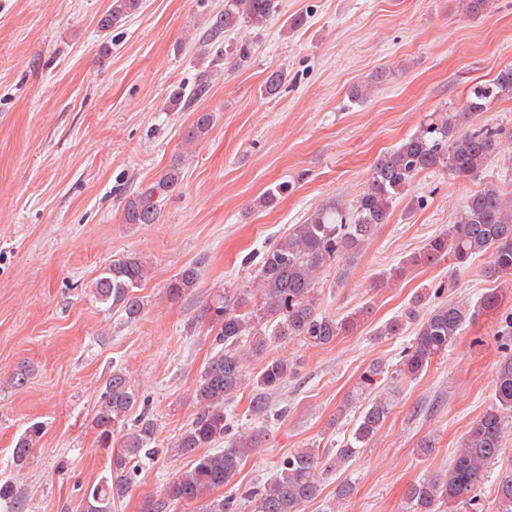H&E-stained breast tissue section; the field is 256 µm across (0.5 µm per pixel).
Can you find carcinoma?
<instances>
[{
    "mask_svg": "<svg viewBox=\"0 0 512 512\" xmlns=\"http://www.w3.org/2000/svg\"><path fill=\"white\" fill-rule=\"evenodd\" d=\"M141 0H110L97 26L109 31L139 12ZM277 11L275 0H224V9L213 18L205 41L224 43V37L241 26L261 27ZM287 75L272 71L266 78L265 95H277ZM388 75L376 72L370 81L352 87L349 100L364 102ZM208 79L190 91L178 89L169 104L187 110L205 96ZM512 96V66H506L490 82L474 86L458 111L433 112L430 118L394 149L374 163L366 189L350 204L331 200L316 207L304 223L295 224L288 233L267 244L250 261L257 280L256 300L247 306L226 298L208 307L212 326L218 328L214 342L217 351L204 369L196 390L198 410L188 427L175 441L174 452L190 456L191 466L178 472L163 493L149 501L146 512H171L178 503H199L202 512H239L235 494L221 499L208 495L216 488L231 485L241 462L256 448L257 436L235 431L228 407L247 382L251 383L250 415L266 421L285 413L275 408V398L283 383L295 373L287 360L273 359L248 378L246 357L241 346L249 344V353L264 350L271 340L299 336L313 345H327L340 335L353 331L370 312L364 305L341 317L318 310L319 276L341 262L338 281L347 275V267L361 256L378 226L390 222L395 202L407 191L422 171H443L453 177H476L497 156L502 143L512 141V127L479 124L467 130L462 125L473 115L487 109L499 97ZM213 117L199 113L186 129L184 143L204 138L212 128ZM183 167L176 156L166 172L148 188L128 198L123 206L126 224H155L162 214V201L178 185ZM488 255L485 273L489 278L512 276V190L489 184L466 201L458 220L448 230L427 240L415 254L381 276L389 281L402 277L412 267H427L452 257L465 267L476 256ZM148 276V267L137 255L127 254L112 260L92 286L94 299L106 310L121 314L125 320H137L145 309L144 297L136 294ZM197 268L186 266L167 284V294L179 298L193 288ZM452 284L439 283L433 296L440 302L425 308L426 295L419 293L403 313L387 322L383 336L413 335L396 368L388 372L380 363L370 365L360 378L364 404L356 427L347 442L325 459L317 448H300L277 465L265 483L252 487L247 497L254 512H300L301 506L316 498L320 491L319 466L337 469L345 466L374 438L390 414L396 389L402 381L417 379L432 359L448 351L462 328L481 315L499 308L502 295L495 289L471 304L453 297L442 299ZM499 349L502 359L494 384L495 406L487 410L468 431L448 471L413 484L405 497L403 512H440L444 504L469 497L477 506L474 492L487 473L489 464L502 454L505 419L512 413V316L506 324ZM389 375L391 386L379 388L377 376ZM137 393L127 374L116 368L107 377L94 421L98 445L110 449L111 476L86 494L82 512H112V502L129 492L139 464L159 453L155 420L138 414L125 428L137 404ZM122 432L117 450H112L115 431ZM42 425H30L18 439L13 451L15 465L26 462L31 448L41 436ZM229 438L226 448L216 444ZM206 452L199 454L197 449ZM498 512H512V470L500 474L497 486ZM0 503L20 504V493L9 481L0 483Z\"/></svg>",
    "mask_w": 512,
    "mask_h": 512,
    "instance_id": "1",
    "label": "carcinoma"
}]
</instances>
